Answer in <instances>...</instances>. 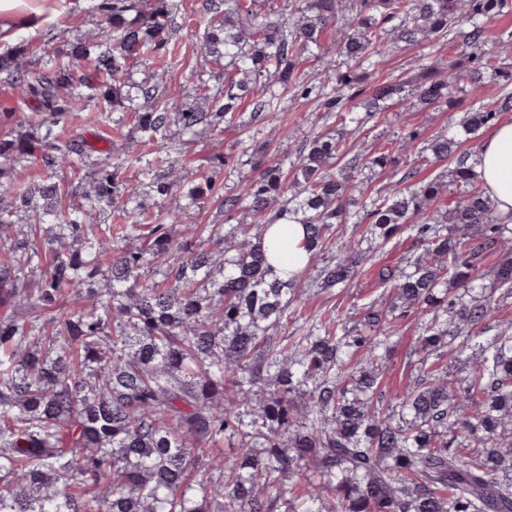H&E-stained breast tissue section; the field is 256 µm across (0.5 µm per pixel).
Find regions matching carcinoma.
<instances>
[{"mask_svg":"<svg viewBox=\"0 0 512 512\" xmlns=\"http://www.w3.org/2000/svg\"><path fill=\"white\" fill-rule=\"evenodd\" d=\"M254 5L224 0V16L208 27L204 55L238 61L239 74L204 95L212 111L170 109L157 101L153 77L135 86L144 138L162 139L173 125L186 136L142 169L163 200L178 192L174 174L187 169L196 138L224 131L243 94L275 112L264 98L269 83L314 93L342 124L353 121L341 95L301 84L303 55L330 57L355 98L366 75L354 67L389 40L418 45L466 25V63L430 53L418 78L377 84L368 111L393 99L451 105L460 83L472 95L465 133L512 110V71H503L491 105L482 85L484 71L500 67L490 22L511 12L512 0H292L289 28L278 11L261 16ZM172 9L169 0H91L97 41L72 45L68 61L35 66L23 45L0 53L18 99L38 108L0 113L1 125L23 129L0 139V165L37 155L47 171L86 162L84 138L61 144L58 128L80 101L95 103L90 122L110 120L134 64L166 50ZM344 13L336 42L322 48L325 26ZM418 138L411 130L368 162L384 168ZM426 150L455 159L448 184L396 187L362 205L376 239L408 230L421 252L398 273L381 272L395 293L389 310L368 308L341 336L339 321L292 310L297 280L273 277L262 242L265 226L296 219L307 226L310 269L332 226L348 223L357 157L342 176L331 173L349 155L334 134L305 144L291 184L279 165L252 162L257 175L223 201L230 217L246 207L251 223L188 224L179 237L163 222L139 221V191L122 181L110 151L92 163L80 217L55 214L56 232L42 241L33 225L47 209L36 198L56 196L59 185L0 182V512H512V324L480 346L462 378L431 362L448 338L463 352L468 332L488 325L481 262L503 252L494 280L511 289L512 240L477 159L446 136ZM226 167L230 157H213L183 208L221 195ZM444 193L456 196L454 206L430 210ZM363 260L357 243L336 244L322 283H349ZM97 278L103 286L91 287ZM291 315L304 325L285 334ZM411 315L422 319L418 380L395 395L400 411L384 410L374 390L379 349L393 321ZM299 475L300 494L277 490Z\"/></svg>","mask_w":512,"mask_h":512,"instance_id":"obj_1","label":"carcinoma"}]
</instances>
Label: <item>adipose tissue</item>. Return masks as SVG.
<instances>
[{
    "label": "adipose tissue",
    "instance_id": "obj_1",
    "mask_svg": "<svg viewBox=\"0 0 512 512\" xmlns=\"http://www.w3.org/2000/svg\"><path fill=\"white\" fill-rule=\"evenodd\" d=\"M48 2L0 0V43L10 42L17 29L36 31ZM479 170L487 192L497 201L500 214L512 215V121L498 124L486 139L479 156ZM306 237L305 225L292 220L265 227L263 243L269 249L268 262L278 279L289 280L305 267Z\"/></svg>",
    "mask_w": 512,
    "mask_h": 512
}]
</instances>
